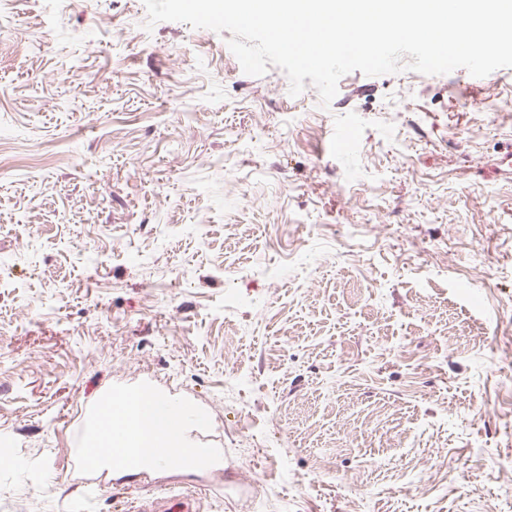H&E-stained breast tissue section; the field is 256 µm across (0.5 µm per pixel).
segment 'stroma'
<instances>
[{
	"mask_svg": "<svg viewBox=\"0 0 512 512\" xmlns=\"http://www.w3.org/2000/svg\"><path fill=\"white\" fill-rule=\"evenodd\" d=\"M143 0H0V512H512V68L329 107ZM153 389L218 460L73 472ZM201 508L200 501L192 495H176L161 497L153 502L143 501L139 506H134L130 510L137 512H199Z\"/></svg>",
	"mask_w": 512,
	"mask_h": 512,
	"instance_id": "stroma-1",
	"label": "stroma"
}]
</instances>
